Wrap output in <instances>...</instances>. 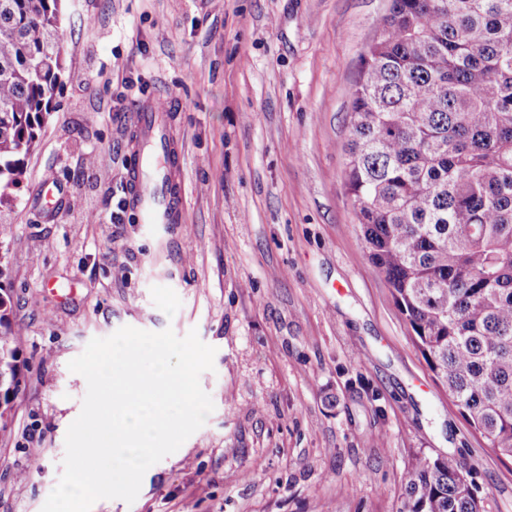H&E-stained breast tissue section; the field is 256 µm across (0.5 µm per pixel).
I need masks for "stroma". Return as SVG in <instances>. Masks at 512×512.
I'll return each mask as SVG.
<instances>
[{
	"label": "stroma",
	"mask_w": 512,
	"mask_h": 512,
	"mask_svg": "<svg viewBox=\"0 0 512 512\" xmlns=\"http://www.w3.org/2000/svg\"><path fill=\"white\" fill-rule=\"evenodd\" d=\"M389 5L63 0L54 109L0 205L25 362L0 434V512H41L87 391L68 363L124 326L213 346L200 384L214 409L134 502L91 512H400L420 453L459 457L485 512H512V461L435 381L345 187L350 90ZM150 99L171 104L183 149L179 224L117 208L127 127ZM49 176L51 208L35 196Z\"/></svg>",
	"instance_id": "obj_1"
}]
</instances>
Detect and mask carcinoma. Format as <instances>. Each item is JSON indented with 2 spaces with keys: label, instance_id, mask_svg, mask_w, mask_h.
Returning a JSON list of instances; mask_svg holds the SVG:
<instances>
[{
  "label": "carcinoma",
  "instance_id": "obj_1",
  "mask_svg": "<svg viewBox=\"0 0 512 512\" xmlns=\"http://www.w3.org/2000/svg\"><path fill=\"white\" fill-rule=\"evenodd\" d=\"M62 0H0V203L64 71ZM345 184L430 371L512 460V0H391L350 92ZM0 285V431L22 367ZM403 512H483L454 455H417Z\"/></svg>",
  "mask_w": 512,
  "mask_h": 512
}]
</instances>
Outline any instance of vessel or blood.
I'll return each mask as SVG.
<instances>
[{"label": "vessel or blood", "instance_id": "vessel-or-blood-1", "mask_svg": "<svg viewBox=\"0 0 512 512\" xmlns=\"http://www.w3.org/2000/svg\"><path fill=\"white\" fill-rule=\"evenodd\" d=\"M167 105L146 101L133 115L137 163L129 170L127 207L147 224L181 221V185L172 158L178 149L167 134Z\"/></svg>", "mask_w": 512, "mask_h": 512}]
</instances>
